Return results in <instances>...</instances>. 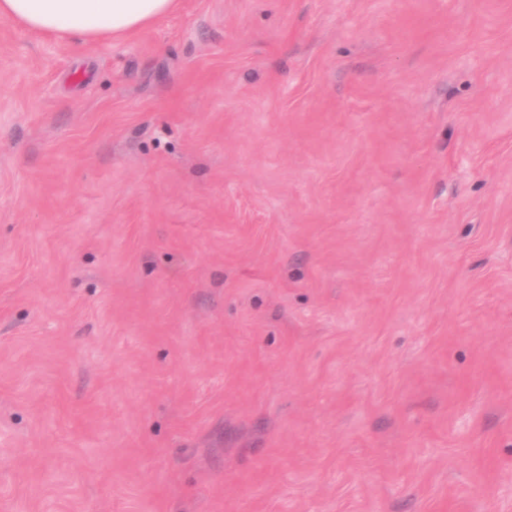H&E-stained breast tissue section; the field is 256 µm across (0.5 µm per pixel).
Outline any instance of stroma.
<instances>
[{
	"label": "stroma",
	"mask_w": 512,
	"mask_h": 512,
	"mask_svg": "<svg viewBox=\"0 0 512 512\" xmlns=\"http://www.w3.org/2000/svg\"><path fill=\"white\" fill-rule=\"evenodd\" d=\"M0 512H512V0L0 18ZM178 0H1L0 17L58 39H121L175 11Z\"/></svg>",
	"instance_id": "35a3bbf8"
}]
</instances>
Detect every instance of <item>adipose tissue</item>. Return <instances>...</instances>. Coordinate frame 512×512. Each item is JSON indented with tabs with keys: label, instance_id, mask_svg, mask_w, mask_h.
<instances>
[{
	"label": "adipose tissue",
	"instance_id": "1",
	"mask_svg": "<svg viewBox=\"0 0 512 512\" xmlns=\"http://www.w3.org/2000/svg\"><path fill=\"white\" fill-rule=\"evenodd\" d=\"M178 0H0V17L37 34L121 39L175 11Z\"/></svg>",
	"mask_w": 512,
	"mask_h": 512
}]
</instances>
